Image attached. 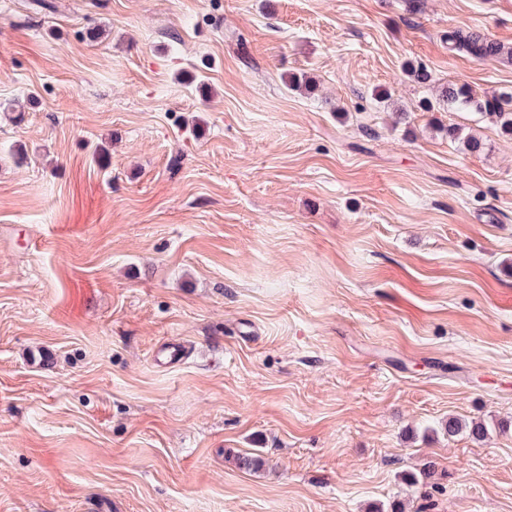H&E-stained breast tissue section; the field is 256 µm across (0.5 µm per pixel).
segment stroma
I'll return each mask as SVG.
<instances>
[{
    "label": "stroma",
    "mask_w": 512,
    "mask_h": 512,
    "mask_svg": "<svg viewBox=\"0 0 512 512\" xmlns=\"http://www.w3.org/2000/svg\"><path fill=\"white\" fill-rule=\"evenodd\" d=\"M461 21L512 47V0H0V512H512V136L421 106L512 94ZM448 47L465 52L484 61H497L502 55L501 46L486 35L472 31L464 24L448 31Z\"/></svg>",
    "instance_id": "obj_1"
}]
</instances>
